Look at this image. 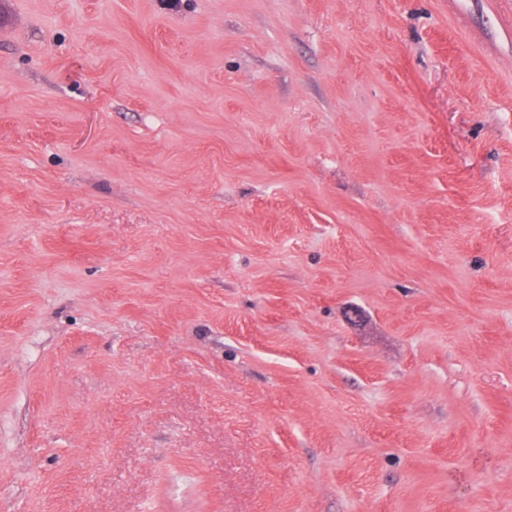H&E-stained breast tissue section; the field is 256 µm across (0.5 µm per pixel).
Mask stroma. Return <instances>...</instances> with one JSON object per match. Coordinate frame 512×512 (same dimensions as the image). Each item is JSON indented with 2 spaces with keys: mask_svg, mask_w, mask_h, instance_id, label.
Masks as SVG:
<instances>
[{
  "mask_svg": "<svg viewBox=\"0 0 512 512\" xmlns=\"http://www.w3.org/2000/svg\"><path fill=\"white\" fill-rule=\"evenodd\" d=\"M0 512H512V0H0Z\"/></svg>",
  "mask_w": 512,
  "mask_h": 512,
  "instance_id": "stroma-1",
  "label": "stroma"
}]
</instances>
